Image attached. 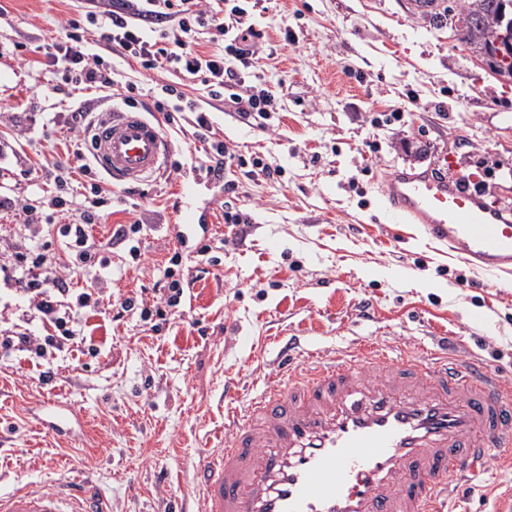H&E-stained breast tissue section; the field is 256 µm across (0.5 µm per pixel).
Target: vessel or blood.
Instances as JSON below:
<instances>
[{
  "label": "vessel or blood",
  "instance_id": "1",
  "mask_svg": "<svg viewBox=\"0 0 512 512\" xmlns=\"http://www.w3.org/2000/svg\"><path fill=\"white\" fill-rule=\"evenodd\" d=\"M424 24L441 0H408ZM95 165L113 183H141L172 146L141 113L111 108L89 129ZM477 175L431 167L385 182L383 220L421 225L476 275H512V212L475 190ZM195 188L179 233L196 239ZM281 341L275 384L248 402L225 390L224 445L194 466L195 505L174 512H464L448 488L478 478L496 457L512 462V377L476 358L394 357L363 342L344 355L297 364ZM46 426L70 430L78 410L43 406ZM0 512H107L99 488L78 480L47 491L0 494Z\"/></svg>",
  "mask_w": 512,
  "mask_h": 512
}]
</instances>
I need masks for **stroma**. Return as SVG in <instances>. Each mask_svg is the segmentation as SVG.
Listing matches in <instances>:
<instances>
[{"label":"stroma","mask_w":512,"mask_h":512,"mask_svg":"<svg viewBox=\"0 0 512 512\" xmlns=\"http://www.w3.org/2000/svg\"><path fill=\"white\" fill-rule=\"evenodd\" d=\"M262 34L258 73L282 105L268 129L243 123L211 99L201 81L168 68L146 71L100 49L88 26L87 52L114 83L110 100L147 107L176 87L206 111L211 132L282 177H241L227 195L200 164L207 147L195 113L171 115L164 172L149 182L113 184L76 156L69 112L90 98L59 83L55 43L86 0H0V260L37 238L60 249L58 229L79 224L105 190L91 233L107 242V289L153 306V286L179 257L196 279L163 324L139 314L113 319L106 307L81 323L87 354L33 361L0 352V492L47 490L89 478L112 512H171L190 493L193 467L224 441L226 382L248 398L275 375L278 336L297 337L300 363L333 355L361 338L393 354L451 349L512 372V288L474 276L426 240L420 225L392 230L381 217L382 187L396 170L453 164L481 176L491 199L512 209V82L494 75L447 27H429L405 0H248ZM199 184L205 233L176 234L187 182ZM66 200L57 208L56 197ZM246 221L228 224L225 210ZM140 225L112 241L117 225ZM141 256L132 259L131 247ZM26 306L0 278V332L25 329ZM482 310L485 324L471 321ZM50 384H39L40 372ZM72 403L85 428L54 436L39 422L45 401ZM512 489V463H491L470 512H495Z\"/></svg>","instance_id":"1"}]
</instances>
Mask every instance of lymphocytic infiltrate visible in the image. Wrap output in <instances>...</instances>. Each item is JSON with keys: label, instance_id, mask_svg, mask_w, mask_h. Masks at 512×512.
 Returning <instances> with one entry per match:
<instances>
[{"label": "lymphocytic infiltrate", "instance_id": "lymphocytic-infiltrate-1", "mask_svg": "<svg viewBox=\"0 0 512 512\" xmlns=\"http://www.w3.org/2000/svg\"><path fill=\"white\" fill-rule=\"evenodd\" d=\"M89 2L90 16L105 49L139 60L147 70L166 65L183 77L201 79L211 98L223 99L239 118L257 127H265L267 120L280 112V102L271 90L247 82L261 34L246 24L245 8H225L224 0H120L116 9L106 7V0ZM203 20L215 30L214 47L208 51L197 50L190 37L193 23ZM145 23L157 25L155 37L144 36L141 26ZM53 59L64 82L95 89L112 85L111 74L85 52L79 20L69 21L63 41L55 45ZM100 205V199H92L84 223L60 227L64 260H51L36 244L16 255L13 281L29 300L23 314L40 321L47 333L41 337L15 332L1 337L0 347L43 358L69 351L76 344L78 313L97 307L104 297L98 287L70 295L61 271L68 264L86 267L101 253L103 246L90 231Z\"/></svg>", "mask_w": 512, "mask_h": 512}]
</instances>
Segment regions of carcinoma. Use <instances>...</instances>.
<instances>
[{
    "label": "carcinoma",
    "instance_id": "cac0c4a2",
    "mask_svg": "<svg viewBox=\"0 0 512 512\" xmlns=\"http://www.w3.org/2000/svg\"><path fill=\"white\" fill-rule=\"evenodd\" d=\"M448 28L465 44H487L512 25V0H461L445 8Z\"/></svg>",
    "mask_w": 512,
    "mask_h": 512
}]
</instances>
